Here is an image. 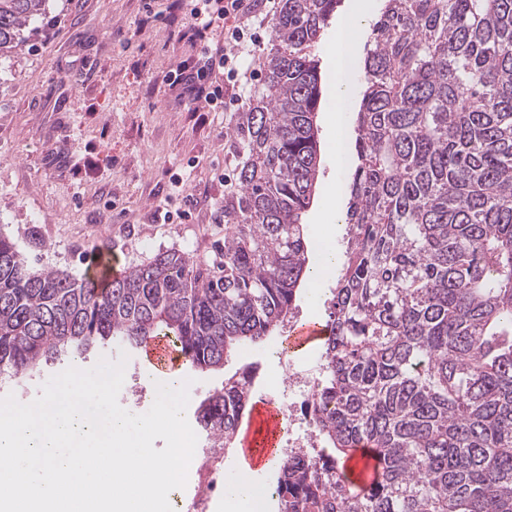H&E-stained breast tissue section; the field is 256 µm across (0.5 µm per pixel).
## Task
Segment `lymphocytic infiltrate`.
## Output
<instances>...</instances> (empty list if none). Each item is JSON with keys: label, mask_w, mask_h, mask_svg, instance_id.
<instances>
[{"label": "lymphocytic infiltrate", "mask_w": 512, "mask_h": 512, "mask_svg": "<svg viewBox=\"0 0 512 512\" xmlns=\"http://www.w3.org/2000/svg\"><path fill=\"white\" fill-rule=\"evenodd\" d=\"M275 9L276 0H197L179 32L194 54L170 72L168 86L187 104L234 111L244 89L258 77L253 52Z\"/></svg>", "instance_id": "lymphocytic-infiltrate-1"}]
</instances>
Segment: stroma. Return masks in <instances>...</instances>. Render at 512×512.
Returning <instances> with one entry per match:
<instances>
[{
	"mask_svg": "<svg viewBox=\"0 0 512 512\" xmlns=\"http://www.w3.org/2000/svg\"><path fill=\"white\" fill-rule=\"evenodd\" d=\"M171 0H49L29 44L0 59V232L32 265L83 277L99 253L128 268L171 248L210 261L224 242L211 209L225 188L213 170L236 156L222 112H193L165 78L192 54L170 38ZM187 180L197 215L160 224L155 207ZM280 337L242 348L223 369H183L187 415L225 378L256 374L268 399Z\"/></svg>",
	"mask_w": 512,
	"mask_h": 512,
	"instance_id": "stroma-1",
	"label": "stroma"
}]
</instances>
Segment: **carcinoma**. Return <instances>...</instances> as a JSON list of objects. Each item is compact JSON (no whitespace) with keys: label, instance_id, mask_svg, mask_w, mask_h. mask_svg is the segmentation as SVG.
Here are the masks:
<instances>
[{"label":"carcinoma","instance_id":"cac0c4a2","mask_svg":"<svg viewBox=\"0 0 512 512\" xmlns=\"http://www.w3.org/2000/svg\"><path fill=\"white\" fill-rule=\"evenodd\" d=\"M340 0H281L264 82L226 130L240 156L224 246L167 250L101 288L0 233V376L165 336L221 369L280 333L309 285L322 163L315 53ZM46 0H0V53ZM341 269L311 406L329 453L279 465L277 512H512V0H384L353 125ZM236 373L196 409L232 445Z\"/></svg>","mask_w":512,"mask_h":512}]
</instances>
